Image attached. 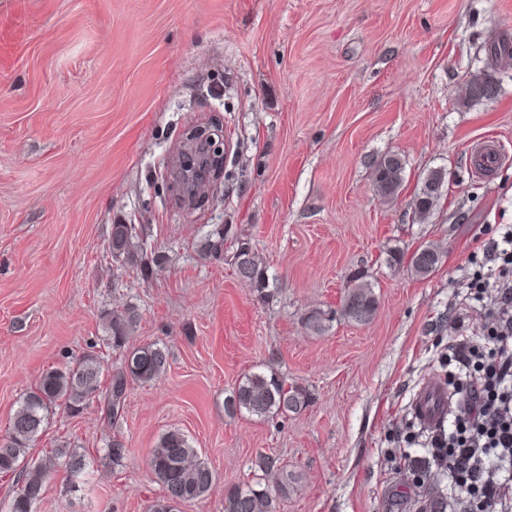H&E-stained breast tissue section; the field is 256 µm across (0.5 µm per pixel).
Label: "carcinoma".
<instances>
[{
	"label": "carcinoma",
	"mask_w": 512,
	"mask_h": 512,
	"mask_svg": "<svg viewBox=\"0 0 512 512\" xmlns=\"http://www.w3.org/2000/svg\"><path fill=\"white\" fill-rule=\"evenodd\" d=\"M468 98L472 101L492 99L499 93V84L490 75L480 74L467 79ZM406 161L399 154H384L373 161L372 178L376 193L383 199L398 196L405 179ZM448 185V169L439 167L428 171L419 180L413 198V214L417 221L428 220ZM110 249L117 261L138 263L140 271L151 272L160 266L165 255L144 253L139 231L133 224H114L111 228ZM199 252L205 258L224 256V225H215L201 240ZM442 254L431 243L418 245L410 254L399 249L390 253V261L403 263L420 278L432 275L441 263ZM237 278L261 294L269 287L265 268L261 266L252 246L245 240L237 242L234 252ZM378 306L373 288L358 282L343 294L340 310L314 309L305 318V326L314 334L329 329L336 316L363 325L373 318ZM140 315L133 306L120 312L103 315L106 340L112 350L123 356V365L112 375L109 385H102L104 363L100 356L84 354L64 366L44 372L23 397L0 436V473L18 475V487L8 512H34L42 500L47 479L57 469L64 470L69 488L79 485L88 467L86 455L75 448H53L44 458H27L28 450L46 431L50 415L58 403L78 412L91 399L102 396L112 418L121 415L128 386L148 383L161 378L169 367L170 352L159 344L133 346L131 334ZM310 403L303 387L289 384L277 373L252 372L244 376L224 400V411L230 416L246 413L263 420L286 418L299 413ZM150 469L163 489L162 495L149 506V512H179V506L205 497L213 488L217 475L198 455L190 440L178 430L161 436L150 453ZM284 484L276 488L238 487L224 495V512H279V498Z\"/></svg>",
	"instance_id": "obj_1"
}]
</instances>
